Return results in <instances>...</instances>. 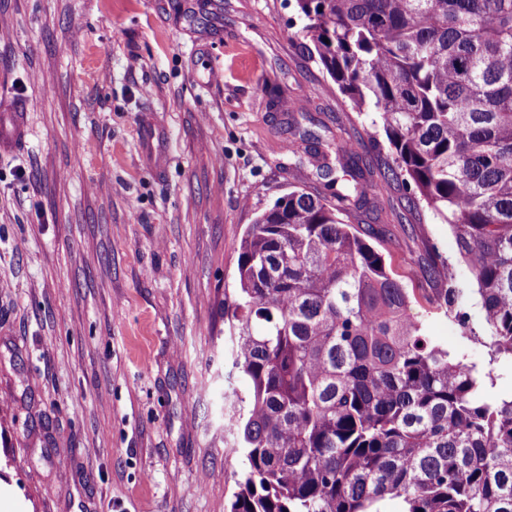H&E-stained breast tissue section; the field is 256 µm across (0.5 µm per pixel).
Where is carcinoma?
<instances>
[{
	"instance_id": "cac0c4a2",
	"label": "carcinoma",
	"mask_w": 512,
	"mask_h": 512,
	"mask_svg": "<svg viewBox=\"0 0 512 512\" xmlns=\"http://www.w3.org/2000/svg\"><path fill=\"white\" fill-rule=\"evenodd\" d=\"M303 47L389 159L339 131L298 132L325 191L294 186L248 225L224 303L225 422L244 458L230 512H512V396L435 344L350 218L399 194L448 224L480 298L489 363L512 366V0H294ZM448 313L459 267L427 249Z\"/></svg>"
}]
</instances>
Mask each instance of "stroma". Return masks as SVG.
Here are the masks:
<instances>
[{
	"label": "stroma",
	"instance_id": "stroma-1",
	"mask_svg": "<svg viewBox=\"0 0 512 512\" xmlns=\"http://www.w3.org/2000/svg\"><path fill=\"white\" fill-rule=\"evenodd\" d=\"M301 26L294 0H0V104L28 119L0 152V512H227L242 236L322 186L290 123L365 136ZM374 203L412 314L487 365L419 263L459 262L448 225Z\"/></svg>",
	"mask_w": 512,
	"mask_h": 512
}]
</instances>
